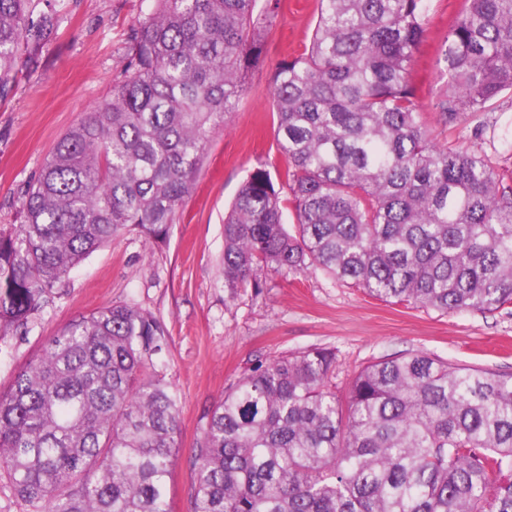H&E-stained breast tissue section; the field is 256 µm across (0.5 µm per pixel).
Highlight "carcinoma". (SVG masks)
<instances>
[{
	"label": "carcinoma",
	"mask_w": 512,
	"mask_h": 512,
	"mask_svg": "<svg viewBox=\"0 0 512 512\" xmlns=\"http://www.w3.org/2000/svg\"><path fill=\"white\" fill-rule=\"evenodd\" d=\"M56 2L0 0V100L38 67ZM465 2L445 42V125L512 93V0ZM257 7L151 0L135 19L109 95L0 232L1 333L27 328L98 248L165 242L278 2ZM425 32V0H319L309 46L272 78L283 165L252 168L224 217L225 287L313 268L444 314L512 306V169L434 143L410 79ZM166 336L113 304L51 337L0 389V491L26 512H172ZM202 420L189 512H512V376L415 351L363 366L342 400L335 352L312 347L258 360Z\"/></svg>",
	"instance_id": "cac0c4a2"
}]
</instances>
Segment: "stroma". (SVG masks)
Wrapping results in <instances>:
<instances>
[{
    "instance_id": "35a3bbf8",
    "label": "stroma",
    "mask_w": 512,
    "mask_h": 512,
    "mask_svg": "<svg viewBox=\"0 0 512 512\" xmlns=\"http://www.w3.org/2000/svg\"><path fill=\"white\" fill-rule=\"evenodd\" d=\"M148 0H63L62 20L36 72L0 101V228L16 223L21 189L38 176L56 142L108 95L124 69L133 21ZM464 0H427V32L411 82L438 145H465L493 161L512 157V96L492 112L439 122L446 85L443 49ZM318 0H280L262 36L265 51L246 74L239 106L211 141L195 186L167 241L129 235L86 257L52 303L22 331L0 336V388L70 321L111 304H128L167 330L161 356L179 396V459L169 493L173 512H189L191 460L201 417L258 359L316 346L335 351L336 382L367 363L417 350L449 363L512 374V308L443 314L372 298L323 271H265L261 291L225 287L224 215L248 169L281 164L271 99L278 64L308 46Z\"/></svg>"
}]
</instances>
